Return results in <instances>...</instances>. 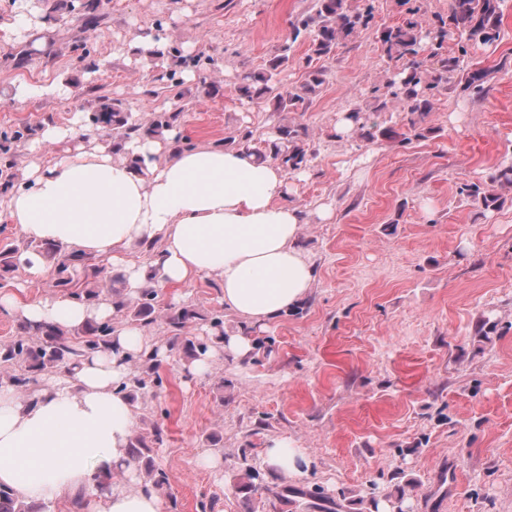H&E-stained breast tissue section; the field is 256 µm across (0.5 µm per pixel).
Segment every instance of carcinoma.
Instances as JSON below:
<instances>
[{
	"label": "carcinoma",
	"mask_w": 512,
	"mask_h": 512,
	"mask_svg": "<svg viewBox=\"0 0 512 512\" xmlns=\"http://www.w3.org/2000/svg\"><path fill=\"white\" fill-rule=\"evenodd\" d=\"M503 0H450L448 19L426 29L418 20L422 0L408 9L401 22L378 31L381 56L391 66L387 68L382 85L372 91L370 102L363 107L349 110L357 138L371 141L377 138L406 143L411 138L425 139L434 133L428 125L432 98L445 87H452L464 94L480 95L485 91L487 73L472 70L465 62L467 49L458 46V52H448L445 43L456 35L472 43L490 44L499 37L501 4ZM374 19L373 0H366L363 7L352 5L351 0H312L310 10L290 23L288 42L278 53L267 60L258 70L241 74L237 86L238 97L249 102L266 100L272 112H302L310 97L325 83L326 70L322 67L310 70L305 82L298 88L281 90L274 82L275 76L290 61L292 44L301 37L310 38L311 55L305 59L311 65L313 58L329 60L336 49L347 45L362 29L369 28ZM431 59L441 63L436 69L428 64ZM395 104L407 109V132L398 133L391 126H381L372 120V114L388 110ZM183 112H155L147 120L123 109L119 103L94 112L92 124L101 126L112 139V148L120 149L134 137H161L163 132L181 124ZM31 127L23 126L0 141V185L14 184L10 143L20 142L30 136ZM276 140L268 143V151L261 153L278 162L290 174H297L310 167L316 156L311 147L308 129L300 124L280 122L274 127ZM252 131L244 128L222 141V146L251 149ZM512 193V161H502L482 181L463 183L459 194L471 199L485 212L499 208L505 202V194ZM34 250L47 257L54 266L56 286L67 288L74 276L86 274V286L71 292L78 301L95 302L99 299H119L118 316L132 322L149 325L156 321L158 281L148 277L134 302L122 300L124 285L121 280L98 267H89L88 257L67 252L57 244L48 242L28 243ZM200 318L192 306L182 307L167 316V323L175 331ZM112 324L88 321L74 329H63L54 324L37 328L22 322L19 332L10 341L0 344V387H13L24 393L30 392L38 378L69 372L86 354L109 350ZM162 386L161 376L156 374L154 355L142 358L131 373L125 391L131 402ZM259 471L252 465L238 470L236 489L245 494L256 490L254 480ZM0 512H47L46 505L27 502L0 489Z\"/></svg>",
	"instance_id": "carcinoma-1"
}]
</instances>
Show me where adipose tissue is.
<instances>
[{
    "label": "adipose tissue",
    "instance_id": "1",
    "mask_svg": "<svg viewBox=\"0 0 512 512\" xmlns=\"http://www.w3.org/2000/svg\"><path fill=\"white\" fill-rule=\"evenodd\" d=\"M176 131L126 144V158L103 145L98 130L72 111L68 126L44 123L28 145L34 157L9 189L0 220L36 242H52L121 267L125 299H135L145 274L127 249L159 243L157 278L188 285L216 277L224 308L238 331L200 353L191 374L216 358L252 353V331L306 299L314 263L299 240L310 218L288 200V175L276 162L236 147L174 149ZM138 159L131 168L127 157ZM0 309L38 326L66 329L115 320L102 300L84 305L66 295L28 303L0 294ZM161 348L145 328L116 323L110 352L82 358L35 397L0 388V488L45 503L83 493V512H162L151 486L128 464L134 412L122 390L131 366ZM264 464L303 475L309 460L285 438L267 442Z\"/></svg>",
    "mask_w": 512,
    "mask_h": 512
}]
</instances>
